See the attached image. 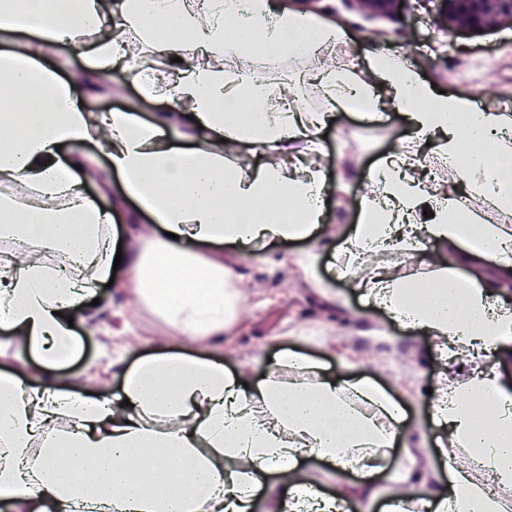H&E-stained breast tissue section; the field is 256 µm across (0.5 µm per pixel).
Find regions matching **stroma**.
Wrapping results in <instances>:
<instances>
[{"instance_id": "1", "label": "stroma", "mask_w": 512, "mask_h": 512, "mask_svg": "<svg viewBox=\"0 0 512 512\" xmlns=\"http://www.w3.org/2000/svg\"><path fill=\"white\" fill-rule=\"evenodd\" d=\"M309 12L343 31L342 41L327 47L340 65L362 70L373 55L398 52L437 89L448 94L470 90L481 109H512V23L449 35L436 23L434 0H405L400 17L392 20L363 18L345 0H319ZM135 95L131 77L117 70L100 81L85 104L92 110L121 109ZM323 132L326 151L347 172L344 187L329 192L326 222L313 237L250 247L219 245L245 288L240 318L216 338L213 352L228 369L245 370L257 380L268 374L272 359L295 351L320 361L332 376L360 375L401 398L411 445L387 452L378 485L385 493L403 486L415 498L430 499L447 481L445 461L468 463L462 449L444 453L436 445L439 431L427 390L434 384L438 343L367 301L350 278L338 273L333 257L356 222L366 171L412 130L403 112L387 109L373 126L362 125L355 113L335 112ZM307 261L315 264V280L298 272ZM94 291L97 304L81 312L75 327L82 350L61 368V375L96 376L116 393L124 369L165 343L196 353L191 339L151 309L140 308L133 325L125 326L131 292L117 293L101 283Z\"/></svg>"}]
</instances>
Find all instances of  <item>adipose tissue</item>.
Wrapping results in <instances>:
<instances>
[{"mask_svg": "<svg viewBox=\"0 0 512 512\" xmlns=\"http://www.w3.org/2000/svg\"><path fill=\"white\" fill-rule=\"evenodd\" d=\"M22 14L28 23L13 24ZM340 36L311 14L271 13L269 0H0V104L22 88L31 102L0 115V185L32 192L0 195V237L34 245L0 260V332L41 365L0 367V512H254L262 498L281 512H336L375 496V450L409 437L401 400L368 379L329 377L286 351L277 364L293 377L257 382L170 343L127 368L116 395L56 370L81 349L69 317L106 281L211 345L236 319L240 280L203 245L311 237L330 190L317 133L333 111L372 124L388 108L406 112L414 136L369 171L338 270L376 252L431 268L422 305L410 294L416 277L396 265L359 285L443 344L433 422L441 447L467 449L475 465L449 464L428 512H502L493 490L512 487V388L489 357L512 354V311L498 303L512 283V225L482 215L489 203L512 214V111L436 92L397 53L336 69L321 50ZM63 45L82 51L81 74L57 55ZM269 60L302 68L282 80L264 70ZM118 65L140 101L166 110L148 120L133 105L88 110L92 86ZM308 84L322 108L306 105ZM242 97L260 111L215 107ZM426 141L464 196L417 177ZM119 213L131 224L150 215L164 237L133 255L105 231ZM471 350L486 361L447 383L449 363ZM311 456L354 481L323 491L303 469Z\"/></svg>", "mask_w": 512, "mask_h": 512, "instance_id": "ef3b65f1", "label": "adipose tissue"}]
</instances>
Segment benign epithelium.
Masks as SVG:
<instances>
[{"instance_id":"benign-epithelium-1","label":"benign epithelium","mask_w":512,"mask_h":512,"mask_svg":"<svg viewBox=\"0 0 512 512\" xmlns=\"http://www.w3.org/2000/svg\"><path fill=\"white\" fill-rule=\"evenodd\" d=\"M360 15L388 18L402 0H345ZM437 22L443 30L478 31L512 22V0H436Z\"/></svg>"}]
</instances>
